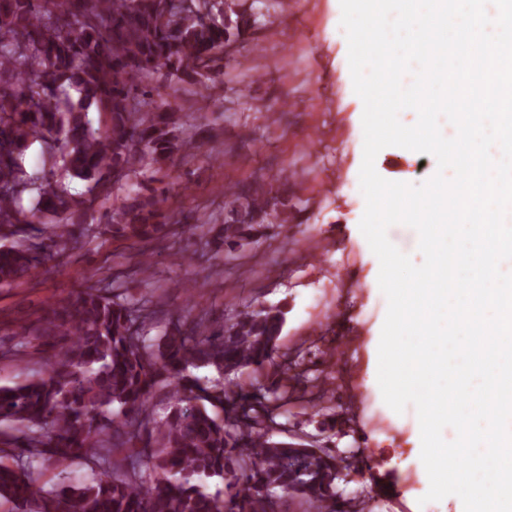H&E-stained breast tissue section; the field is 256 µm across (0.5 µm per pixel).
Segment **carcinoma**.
Segmentation results:
<instances>
[{
    "instance_id": "carcinoma-1",
    "label": "carcinoma",
    "mask_w": 512,
    "mask_h": 512,
    "mask_svg": "<svg viewBox=\"0 0 512 512\" xmlns=\"http://www.w3.org/2000/svg\"><path fill=\"white\" fill-rule=\"evenodd\" d=\"M236 0H0V286L22 284L90 231L87 204L112 232L145 246L167 225L157 167L201 149L177 133L156 74L187 79L209 97L224 46L244 27ZM109 114L104 130L91 108ZM40 145L42 170L25 155ZM64 170L92 184L89 199L56 179ZM31 206H21L23 197ZM218 248L247 228L270 224L281 201L269 192L225 195ZM32 224L44 230L9 244ZM155 312L86 285L52 307L43 329L20 326L18 348L50 336L45 369L0 386V502L14 512H274L284 497L304 512L336 507L338 483L359 467L325 447L276 446L277 390L244 393L235 377L276 364L286 320L278 306L246 309L222 322L178 319L154 339ZM213 369L211 383L192 370ZM166 393L167 412L150 409ZM82 458L92 479L45 490L42 460ZM216 480L224 491L210 492Z\"/></svg>"
}]
</instances>
